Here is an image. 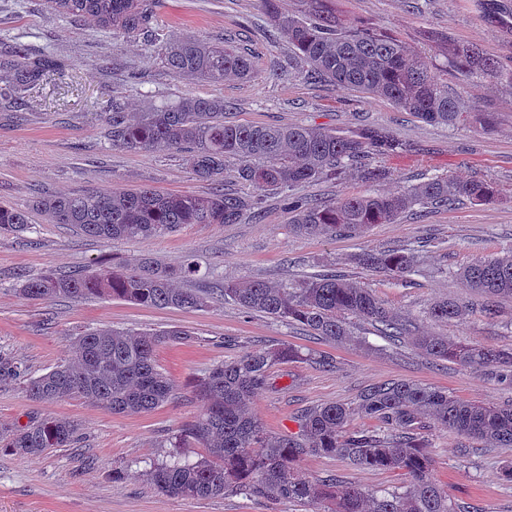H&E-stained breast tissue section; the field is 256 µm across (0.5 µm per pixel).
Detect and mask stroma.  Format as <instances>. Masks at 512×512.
Here are the masks:
<instances>
[{"label": "stroma", "mask_w": 512, "mask_h": 512, "mask_svg": "<svg viewBox=\"0 0 512 512\" xmlns=\"http://www.w3.org/2000/svg\"><path fill=\"white\" fill-rule=\"evenodd\" d=\"M348 22L367 21L397 35L435 64L444 58L431 31L456 43L481 48L507 60L512 45L499 23L482 17L474 0H336ZM165 37L202 35L248 54L250 79L219 84L174 78L152 47L135 36L102 28L89 19L54 12L46 0H0V49L48 53L68 69L64 84L47 83L24 94L20 111L0 112V200L28 211L33 225L21 236H0V351L44 374L71 355L76 336L92 328L145 331L176 328L187 340L160 345L156 363L173 381L172 398L157 409L119 415L80 398L52 404L29 399L17 384H0V426L29 418L76 421L80 437L71 448L40 457L0 447V512H330V501L298 504L239 494L192 500L159 493L146 473L165 459V440L194 420L203 403L195 384L216 363L253 348L289 343L305 353L325 352L334 367L288 362L274 369V384L260 392L251 410L271 435L295 434L302 410L317 404H356L365 390L390 380H412L467 401L503 404L512 389L483 371L438 361L418 349L412 337L378 335L352 319L356 343L335 345L304 327L248 312L220 297L230 282L262 280L296 284L333 273L369 288L410 321L416 333L491 349L512 347V299L474 295L455 270L512 250V83L496 76L470 80L448 72V92L465 110L490 112L491 127L430 125L392 103L365 94L313 83L303 77H274L276 63L288 60L290 45L277 34L259 0H163L158 10ZM123 98L129 111L185 96L221 97L227 120L250 125L312 123L342 129L370 123L392 130L410 149L383 159L386 180L371 183L354 171L296 190L297 196L329 200L346 194L396 192L415 185L420 174H448L485 180L499 195L489 204L464 201L453 209L407 212L393 223L376 224L356 237H312L294 233L281 194L259 191L258 216L236 224H185L176 231L143 239L101 240L67 224L53 223L34 202L54 193L124 191L150 187L164 193L206 194L209 183L192 174L183 152H133L111 146L96 116L97 105ZM414 253L416 272L396 278L359 266L368 251ZM191 259L198 276L179 280L208 296L207 306L160 309L120 299L29 301L18 290L45 272L81 275L100 264L138 267L151 260L176 267ZM466 302L463 320L441 322L428 314L437 301ZM494 315H486L485 307ZM433 477L457 504L479 512H512V483L502 468L512 448H495L437 426L425 433ZM299 466L313 480L336 476L368 493L402 488V471L355 470L338 458L304 457ZM122 479H113V471Z\"/></svg>", "instance_id": "35a3bbf8"}]
</instances>
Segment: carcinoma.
Wrapping results in <instances>:
<instances>
[{
    "mask_svg": "<svg viewBox=\"0 0 512 512\" xmlns=\"http://www.w3.org/2000/svg\"><path fill=\"white\" fill-rule=\"evenodd\" d=\"M274 25L295 49L288 73L311 82H328L386 100L433 125L488 127L493 116L466 112L448 95V68L472 79L506 76L501 60L456 44L447 36L437 42L448 65L438 67L408 43L371 24L349 25L330 0H304L298 14L283 12L277 0H261ZM52 10L75 19L89 17L118 33L139 35L158 45L168 71L178 79L221 83L228 76L247 79L252 61L243 54L197 35L173 40L159 38L156 10L160 0H49ZM65 65L42 53L16 52L0 56V100L13 108L31 86L65 80ZM221 97H180L129 113L117 98L98 106L97 115L110 130L112 145L129 151L166 147L185 151L195 177L223 180L224 163L238 162L240 183L285 194L294 213L292 231L308 236H343L365 232L373 224H389L417 207H453L468 199L489 203L498 189L481 180L432 175L393 194H362L334 201L302 200L295 187L321 178L339 177L359 168L365 180L382 181L386 169L373 164L406 150L392 132L361 126L349 132L309 123L249 125L224 119ZM254 196L217 189L206 195L161 194L150 188L122 193L94 191L48 195L35 202L56 224H70L83 234L103 240L147 238L172 232L182 224H235L255 209ZM30 230L28 212L0 202V235ZM358 262L393 276L414 271L409 252H367ZM197 273L187 262L177 268L146 262L138 268L100 267L80 276L48 273L22 284L18 292L29 300L57 297H112L136 304L189 309L205 303L191 290L174 286ZM459 278L472 292L512 298V255L462 268ZM225 297L247 311L298 323L314 336L333 344L356 341L346 322H369L382 336L411 333L409 324L385 306L368 288L336 274H320L294 285L271 286L261 281L226 285ZM438 320H458L466 307L443 300L429 309ZM187 339L178 329L146 332L92 329L76 338L73 357L37 377L21 362L0 352V383H19L37 402L71 397L90 398L114 414L149 412L166 403L174 384L155 361L156 348ZM415 345L438 360L488 372L497 382L512 385V348L494 350L462 345L433 334L414 337ZM310 361L328 368L333 358L304 354L290 344L251 349L217 363L196 385L205 412L167 439L178 449L170 459L154 464L149 480L167 496L205 499L226 493L290 502H333L332 512H458L448 492L431 478L427 440L419 433L426 422L459 434L486 440L496 448L512 447V402L485 405L460 400L435 387L408 380L374 386L360 395L356 406L330 403L305 409L297 418L296 435L272 436L252 416L250 406L260 391L272 386L278 363ZM375 418L388 432L348 430L352 416ZM79 428L66 419L34 417L11 429L0 428V446L20 455L40 456L67 448ZM193 440L207 449L192 461L180 452ZM337 457L361 469L401 470L407 484L400 491L368 494L351 485L337 490L336 478L310 480L299 467L302 457Z\"/></svg>",
    "mask_w": 512,
    "mask_h": 512,
    "instance_id": "cac0c4a2",
    "label": "carcinoma"
}]
</instances>
